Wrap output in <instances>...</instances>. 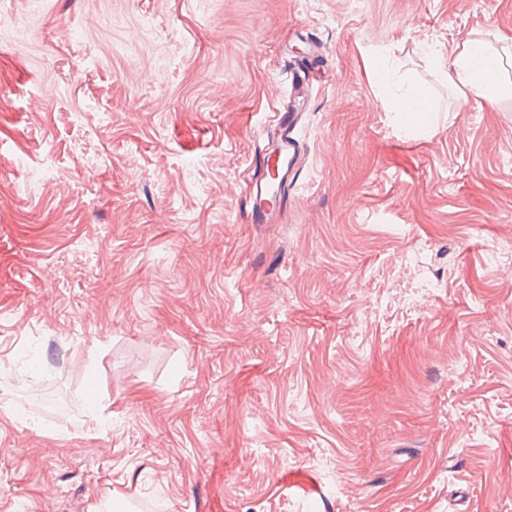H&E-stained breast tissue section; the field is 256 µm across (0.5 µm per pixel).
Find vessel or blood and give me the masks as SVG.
Here are the masks:
<instances>
[{
  "instance_id": "vessel-or-blood-1",
  "label": "vessel or blood",
  "mask_w": 512,
  "mask_h": 512,
  "mask_svg": "<svg viewBox=\"0 0 512 512\" xmlns=\"http://www.w3.org/2000/svg\"><path fill=\"white\" fill-rule=\"evenodd\" d=\"M301 117L299 108L294 107L283 113H273L270 119L273 152L258 154L253 160L250 197L256 221H275L288 206V187L299 171L303 150L297 132Z\"/></svg>"
}]
</instances>
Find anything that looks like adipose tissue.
Wrapping results in <instances>:
<instances>
[{"instance_id": "1", "label": "adipose tissue", "mask_w": 512, "mask_h": 512, "mask_svg": "<svg viewBox=\"0 0 512 512\" xmlns=\"http://www.w3.org/2000/svg\"><path fill=\"white\" fill-rule=\"evenodd\" d=\"M484 53L482 44L475 40L468 39L456 45L451 51L450 68L442 72L444 79L465 96L491 101L502 95H512L511 80L487 75L480 62Z\"/></svg>"}]
</instances>
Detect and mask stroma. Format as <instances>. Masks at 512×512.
Instances as JSON below:
<instances>
[{
	"label": "stroma",
	"mask_w": 512,
	"mask_h": 512,
	"mask_svg": "<svg viewBox=\"0 0 512 512\" xmlns=\"http://www.w3.org/2000/svg\"><path fill=\"white\" fill-rule=\"evenodd\" d=\"M467 39L512 0H0V512H512V98L441 80ZM388 105L393 112H400L405 115L410 122L423 123L424 120H418L417 117L422 116L428 111L429 101L423 90L415 88L408 94L395 95L392 94L388 98ZM299 106L298 101V106L288 112H273L270 119L274 135L272 153L277 156V161L272 163L271 156L262 152L252 162L254 174L250 197L256 214L252 211L251 217L261 224L275 221L288 207V186L299 172L298 163L303 151L297 132L302 117Z\"/></svg>",
	"instance_id": "obj_1"
}]
</instances>
